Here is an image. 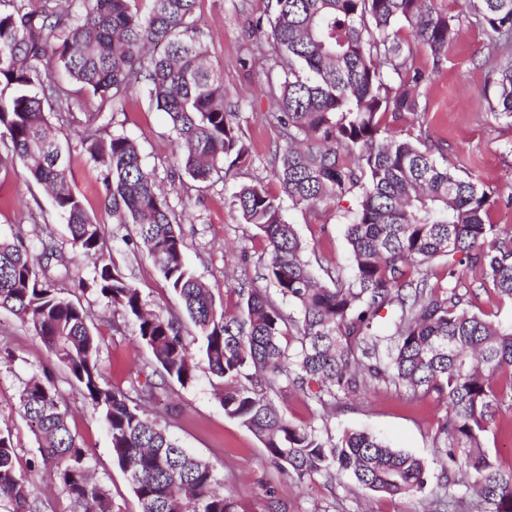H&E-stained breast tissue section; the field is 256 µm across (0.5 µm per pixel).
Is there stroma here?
Here are the masks:
<instances>
[{"mask_svg": "<svg viewBox=\"0 0 512 512\" xmlns=\"http://www.w3.org/2000/svg\"><path fill=\"white\" fill-rule=\"evenodd\" d=\"M436 11L462 15L455 39L449 43L441 65L417 49L416 67L430 71L418 114L407 115L397 128L403 137L426 132L443 145L449 166L497 190L499 197L489 211L493 224L512 226V122L495 119L488 111L491 63L484 29L475 15H463L462 0H433ZM270 0H199L194 14L201 39L207 43L213 65L224 75V84L238 101L237 121L251 147L249 162L235 168L234 184L263 181L272 194L280 186L269 164L277 135L268 114L274 105L262 92L280 72L258 64V57H272L270 46H257L249 35V20L269 15ZM114 130L135 138L148 165L157 167L162 188L178 212L187 260L195 275L210 289L216 304L234 310L235 287L249 278L257 287L262 279L265 242L259 231L241 223L230 208L223 183L195 186L193 181H171L174 136L165 113L146 100L132 102L117 114ZM74 189L91 216L102 224L106 256L140 289L149 308L173 306L174 298L144 251L127 246V228L113 223L101 204L98 169L80 151L71 154ZM358 205L357 196L314 208L283 202L288 223L308 246L310 258L324 267L351 270V249L346 229ZM52 232L58 242L67 239V227L55 212L44 188L25 183L21 172L0 170V237H22L34 244ZM65 296L80 302L101 332L100 365L104 381L124 388L129 375L149 357L133 326L113 331L112 310L96 294L81 293L67 285ZM10 350L11 362H0V428L10 430L21 461L37 453V443L16 407L23 384L48 368L70 407L73 434L91 456L96 478L109 490L116 512H140L128 476L113 461L108 432L89 402L72 386L66 372L37 336L13 313L0 309V350ZM215 379L206 362H199L197 377L188 386L173 385L155 405V411L180 444L212 464L224 491L238 504L239 512H265L269 496L285 504L287 512H438L444 497V478L436 448L438 421L444 413L437 401L405 389L373 385L361 396L343 400L325 410L306 394L282 389L272 399L289 421L311 426L332 438L346 430H365L399 450L419 456L427 464L429 481L423 494L389 498L362 489L346 476L327 481L313 475L297 481L275 467L261 441L239 421L224 414L215 395Z\"/></svg>", "mask_w": 512, "mask_h": 512, "instance_id": "35a3bbf8", "label": "stroma"}]
</instances>
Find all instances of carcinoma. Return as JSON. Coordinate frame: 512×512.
Returning <instances> with one entry per match:
<instances>
[{
	"label": "carcinoma",
	"instance_id": "1",
	"mask_svg": "<svg viewBox=\"0 0 512 512\" xmlns=\"http://www.w3.org/2000/svg\"><path fill=\"white\" fill-rule=\"evenodd\" d=\"M138 2L0 0V168L22 167L50 194L72 249L93 260L91 281L80 279L78 287L132 323L150 359L126 390L103 382L100 334L56 287L71 270L50 232L35 256L23 239L0 238V308L31 328L99 413L141 512H238L216 490L214 468L181 448L147 407L170 384L196 379L194 343L219 380L225 415L298 481L349 474L385 497L423 491L421 458L366 432L325 439L288 421L262 393L283 384L333 409L375 382L444 406L438 432L448 496L470 499L477 512H512V468L502 469L484 446L501 408L512 406V324L471 310L477 287L512 302V227L489 223L495 191L439 161L442 146L394 130L421 110L429 80L413 65V47L440 62L461 16L437 13L432 0H271L268 24L251 23V36L272 45L282 72L266 91L282 139L273 154L282 192L308 208L354 193L359 202L347 227L352 275L325 268L321 277L280 198L260 181L234 187L229 206L260 231L263 279L275 295L242 282L234 289L237 311L228 313L186 266L179 216L155 168L134 139L110 127L130 101L148 99L174 133L171 178L200 184L229 179L250 149L223 75L208 64L197 36L198 0H150L145 14ZM468 2L490 54L512 46V0ZM405 26L412 44L401 37ZM491 73L489 110L512 118V57L496 61ZM76 90L96 102L79 117L72 112ZM49 113L63 128H80L76 144L51 133ZM75 146L99 170L112 223L133 227L135 239L122 241L146 251L192 332L183 319L147 308L140 289L105 257L102 225L72 188ZM437 263L448 279L432 281ZM278 299L298 305L303 320L293 323ZM18 413L38 445L28 468L48 473L72 512H114L52 377L24 383ZM0 503L7 512H40L8 429L0 430Z\"/></svg>",
	"mask_w": 512,
	"mask_h": 512
}]
</instances>
